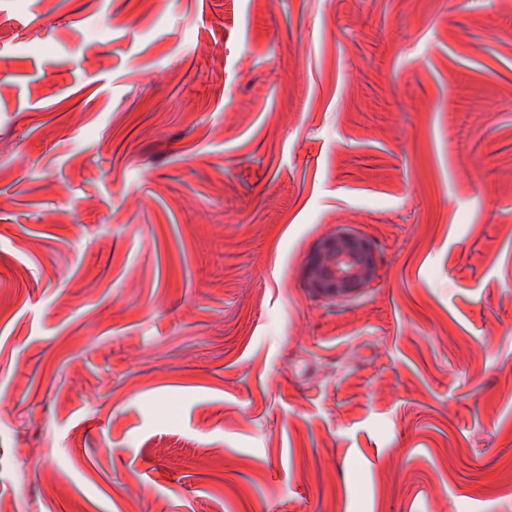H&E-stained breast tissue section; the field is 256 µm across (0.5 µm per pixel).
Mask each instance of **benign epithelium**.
Wrapping results in <instances>:
<instances>
[{"mask_svg":"<svg viewBox=\"0 0 512 512\" xmlns=\"http://www.w3.org/2000/svg\"><path fill=\"white\" fill-rule=\"evenodd\" d=\"M378 269V252L373 242L348 231H336L323 238L304 266L307 287L325 299L358 294L376 278Z\"/></svg>","mask_w":512,"mask_h":512,"instance_id":"1","label":"benign epithelium"}]
</instances>
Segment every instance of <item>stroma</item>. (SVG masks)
Instances as JSON below:
<instances>
[{
    "instance_id": "1",
    "label": "stroma",
    "mask_w": 512,
    "mask_h": 512,
    "mask_svg": "<svg viewBox=\"0 0 512 512\" xmlns=\"http://www.w3.org/2000/svg\"><path fill=\"white\" fill-rule=\"evenodd\" d=\"M339 228L378 277L325 300ZM23 464L45 512H512V0H0L8 512ZM378 269V252L373 242L348 231L324 237L304 266L307 287L325 299L357 295L376 278Z\"/></svg>"
}]
</instances>
